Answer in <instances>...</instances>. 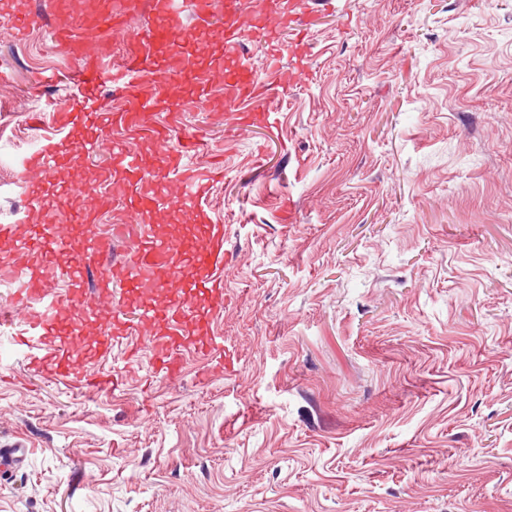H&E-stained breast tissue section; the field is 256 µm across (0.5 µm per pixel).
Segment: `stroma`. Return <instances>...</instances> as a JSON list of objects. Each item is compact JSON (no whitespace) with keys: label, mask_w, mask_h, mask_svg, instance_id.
I'll use <instances>...</instances> for the list:
<instances>
[{"label":"stroma","mask_w":512,"mask_h":512,"mask_svg":"<svg viewBox=\"0 0 512 512\" xmlns=\"http://www.w3.org/2000/svg\"><path fill=\"white\" fill-rule=\"evenodd\" d=\"M307 26L309 75L269 126L235 130L184 84L173 127L205 141L199 172L224 161L200 219L118 208L186 241L223 225L229 366L126 367L141 326L93 357L106 294L66 339L122 374L97 391L33 373L23 320L0 323V448L29 450L0 512H512V0H325ZM16 47L76 67L46 29L0 27ZM37 81L0 65V224L73 200L105 223L89 185L131 186L57 123L79 87ZM47 138L81 159L40 207L20 164Z\"/></svg>","instance_id":"obj_1"}]
</instances>
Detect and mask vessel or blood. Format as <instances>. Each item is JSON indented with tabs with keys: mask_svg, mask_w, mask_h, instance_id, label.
Masks as SVG:
<instances>
[{
	"mask_svg": "<svg viewBox=\"0 0 512 512\" xmlns=\"http://www.w3.org/2000/svg\"><path fill=\"white\" fill-rule=\"evenodd\" d=\"M151 6L154 22L130 43L121 63L106 71L97 62L84 59L79 35L81 22L69 19L64 0H58L56 4L58 23L52 27L50 36L58 47L78 60L79 67L72 78L83 90L81 98L59 107L57 121L64 128L81 126L86 145H94L100 128L138 127L144 110L171 108L183 83L198 84L202 81L192 53L182 43L167 42L168 55L164 65L156 64L154 49L159 42H166L167 32L177 22L178 13L174 9V0H152ZM304 7L303 0H296L287 9L280 8L276 0H224L221 15L224 24V83L229 88L224 97V109L238 113L240 125L267 124L269 113L266 103L274 88L285 89L300 82L306 74L307 57L306 44L298 41L291 47L296 57L292 69L280 70L277 58H269L270 69L279 73V81L273 86L263 80L254 67L241 61L240 51L245 39L251 38L267 46L277 43L283 30L303 27ZM0 21L22 35L37 23L38 17L18 9L15 0H0ZM106 82L111 84L113 94L130 101L129 109L113 113L94 111L99 88ZM150 84L165 85L166 94L152 99L142 97L143 87ZM203 146L204 142L198 136H182L177 148L164 151L157 170L149 174L144 171L136 154L121 145H114L112 166L132 183H156L170 175L181 185L180 191L168 198L157 192L141 191L132 200V207L142 212L164 200L186 212L196 213L205 185L191 160ZM76 160V155L63 148L61 143L49 142L39 146L23 166L24 171L39 176L38 183L33 186V198H40L48 192L58 174L72 167ZM89 221V216L76 206L70 207L64 218L63 224L81 223L85 226L84 246L68 273L72 288L65 297L50 288L47 265L54 252L69 245L68 237L61 229L62 224L39 225L36 231L23 238L17 237L14 225H0L1 239L15 241L19 251L39 258L37 266L23 273L11 266L1 267L0 281L16 284L10 302L24 311L29 330L20 342L29 348L30 366L44 375H80L77 360L65 344L59 343L58 338L67 334L73 325L66 307L83 298L85 273L93 268H103L106 259V247ZM223 270L224 227L220 224L208 225L201 241L191 245L154 233L146 238H136L133 247L126 252L122 274L127 299L140 310V322L149 330L147 349L156 371L170 375L178 373L183 361V348L190 339L194 340L200 356L223 358V344L210 335V313L224 303ZM149 281L166 291L168 303L156 308L144 306L141 297ZM128 328L127 319L117 316L103 325L94 342L96 354L110 353L112 348L123 342Z\"/></svg>",
	"mask_w": 512,
	"mask_h": 512,
	"instance_id": "1",
	"label": "vessel or blood"
}]
</instances>
